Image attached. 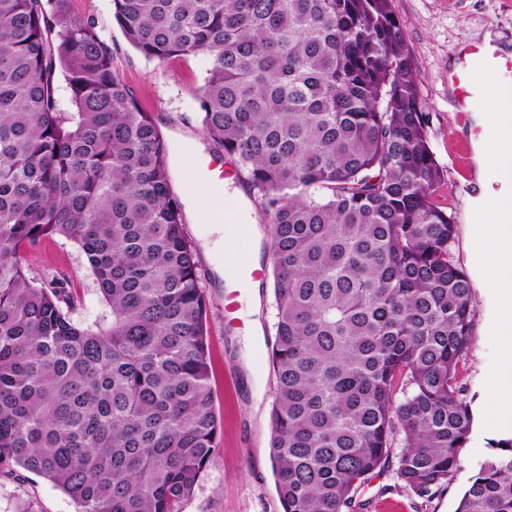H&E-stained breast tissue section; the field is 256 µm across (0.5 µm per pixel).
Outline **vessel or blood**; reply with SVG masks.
<instances>
[{
    "label": "vessel or blood",
    "mask_w": 512,
    "mask_h": 512,
    "mask_svg": "<svg viewBox=\"0 0 512 512\" xmlns=\"http://www.w3.org/2000/svg\"><path fill=\"white\" fill-rule=\"evenodd\" d=\"M482 63L489 64L497 79L512 87V57L503 54L496 45L485 42L464 44L458 54L455 68L448 74L453 89V108L461 113L473 112L480 100V90L472 78L474 69Z\"/></svg>",
    "instance_id": "obj_1"
}]
</instances>
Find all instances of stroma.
<instances>
[{
  "instance_id": "35a3bbf8",
  "label": "stroma",
  "mask_w": 512,
  "mask_h": 512,
  "mask_svg": "<svg viewBox=\"0 0 512 512\" xmlns=\"http://www.w3.org/2000/svg\"><path fill=\"white\" fill-rule=\"evenodd\" d=\"M396 16L413 54L424 110L429 114L432 151L444 171L433 201L451 214L457 226L450 250L455 262L472 272L473 251L466 228L478 194L474 170L473 116L454 112L448 72L458 47L468 41H490L512 50V0H393ZM73 16L94 24L113 58L123 82L144 111L152 113L169 148L173 189L184 205L186 230L200 259L210 316L208 345L212 366L213 405L221 423L218 446L201 475L191 499L180 512H282L270 457V411L276 380L268 348L276 332V305L271 282L258 288L239 285L233 256H255L270 261L269 227L245 183L234 174L223 181L224 212L240 229L231 251L214 252L203 240L196 202L208 196L207 183L190 178L181 162L183 144H192L201 157L217 146L204 133L197 88L208 67L206 54L177 57L165 64L146 60L126 40L113 19L112 0H68ZM29 274L38 280L65 274L79 297L74 321L90 325L106 311L89 265L73 241L63 237L43 240L26 252ZM474 320L467 353L460 365L459 385L469 404L472 427L459 452V465L447 488L420 499L399 489L392 472L369 480L358 497L366 512H456L471 477L493 454L502 434L484 427L488 400L486 378L491 367V341L484 323L494 303L473 290ZM0 512H78L73 500L43 477L24 473L18 479L0 478Z\"/></svg>"
}]
</instances>
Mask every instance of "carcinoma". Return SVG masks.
<instances>
[{
	"mask_svg": "<svg viewBox=\"0 0 512 512\" xmlns=\"http://www.w3.org/2000/svg\"><path fill=\"white\" fill-rule=\"evenodd\" d=\"M64 2L0 0V473L79 512H176L219 435L200 265L155 117ZM112 5L147 60L209 56L203 130L266 216L283 512H362L389 468L416 497L447 488L471 431L473 298L392 0ZM53 236L79 245L110 318L74 322L66 279L29 276L24 253ZM457 512H512V437Z\"/></svg>",
	"mask_w": 512,
	"mask_h": 512,
	"instance_id": "cac0c4a2",
	"label": "carcinoma"
}]
</instances>
